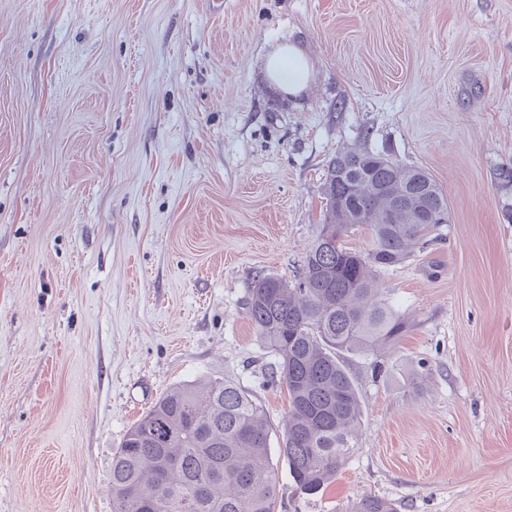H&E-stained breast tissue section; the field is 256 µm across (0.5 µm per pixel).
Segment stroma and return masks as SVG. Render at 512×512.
I'll return each mask as SVG.
<instances>
[{
	"label": "stroma",
	"instance_id": "obj_1",
	"mask_svg": "<svg viewBox=\"0 0 512 512\" xmlns=\"http://www.w3.org/2000/svg\"><path fill=\"white\" fill-rule=\"evenodd\" d=\"M298 43V96L263 62ZM427 171L442 237L380 284L409 329L347 360L352 455L316 496L245 302L295 282L336 152ZM512 0H0V512H112V455L166 391L261 401L276 512H512Z\"/></svg>",
	"mask_w": 512,
	"mask_h": 512
}]
</instances>
